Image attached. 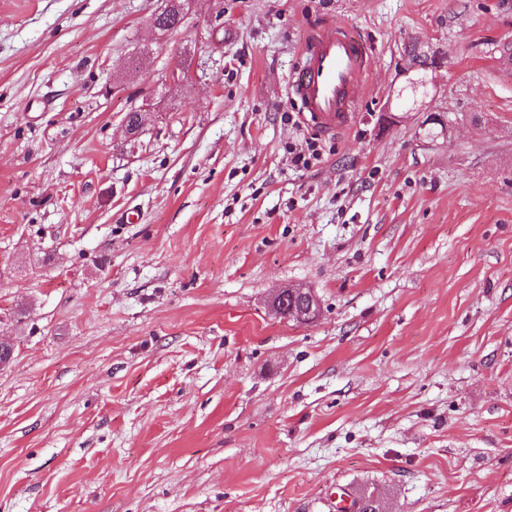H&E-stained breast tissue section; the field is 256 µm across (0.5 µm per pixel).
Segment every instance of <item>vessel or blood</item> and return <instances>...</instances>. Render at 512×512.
Here are the masks:
<instances>
[{"label":"vessel or blood","instance_id":"b4317fda","mask_svg":"<svg viewBox=\"0 0 512 512\" xmlns=\"http://www.w3.org/2000/svg\"><path fill=\"white\" fill-rule=\"evenodd\" d=\"M301 62L288 80V94L304 124L325 135L345 131L365 95L374 62L369 41L348 26L311 34Z\"/></svg>","mask_w":512,"mask_h":512}]
</instances>
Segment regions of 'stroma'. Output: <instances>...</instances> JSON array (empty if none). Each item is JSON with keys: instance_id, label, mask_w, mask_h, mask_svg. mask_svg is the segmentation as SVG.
Listing matches in <instances>:
<instances>
[{"instance_id": "35a3bbf8", "label": "stroma", "mask_w": 512, "mask_h": 512, "mask_svg": "<svg viewBox=\"0 0 512 512\" xmlns=\"http://www.w3.org/2000/svg\"><path fill=\"white\" fill-rule=\"evenodd\" d=\"M163 5L0 0V512H512V0ZM339 22L375 60L319 135ZM300 56L288 95L299 105L304 124L324 135L345 131L367 89L374 62L369 41L336 23L331 34L312 33ZM288 293L292 294L294 297L298 296L304 302L305 306L296 311L294 305H292L290 309H288L287 305V315L292 313L301 320L307 322L316 320L320 312V302L316 294L312 290L306 288L286 287L278 290L275 294L272 295L269 301V307L272 311L281 315L283 314L286 306V299L288 298Z\"/></svg>"}]
</instances>
